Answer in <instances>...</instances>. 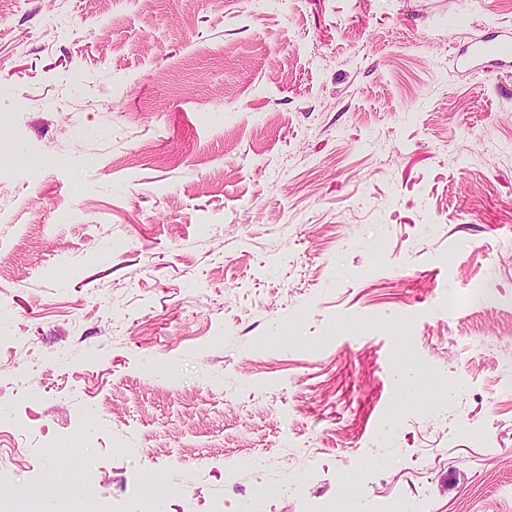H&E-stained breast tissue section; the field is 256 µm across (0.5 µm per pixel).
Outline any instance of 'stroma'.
Returning <instances> with one entry per match:
<instances>
[{
    "instance_id": "stroma-1",
    "label": "stroma",
    "mask_w": 512,
    "mask_h": 512,
    "mask_svg": "<svg viewBox=\"0 0 512 512\" xmlns=\"http://www.w3.org/2000/svg\"><path fill=\"white\" fill-rule=\"evenodd\" d=\"M506 32L512 0H0L16 493L85 428L88 502L161 465L166 507L239 512L251 451L315 501L365 456L371 498L512 512V65L460 58ZM484 299V288H482L481 284H475L463 296L456 295L448 297V315L454 316L463 309L479 304L484 301Z\"/></svg>"
}]
</instances>
